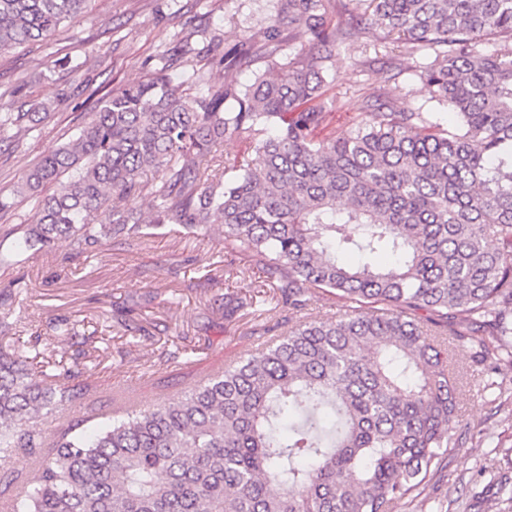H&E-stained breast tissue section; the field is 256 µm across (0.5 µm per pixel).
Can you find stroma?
<instances>
[{"label": "stroma", "instance_id": "obj_1", "mask_svg": "<svg viewBox=\"0 0 512 512\" xmlns=\"http://www.w3.org/2000/svg\"><path fill=\"white\" fill-rule=\"evenodd\" d=\"M276 10V0H92L48 40L0 55V85L19 88L13 106L38 102L51 113L38 131L0 147V196H12L28 168L88 122L72 97L80 82L90 78L110 88L138 83L186 20L228 47L261 35ZM335 54L325 76L326 119L318 138L348 134L380 92L452 125V114L418 77L433 53L407 54L368 30ZM65 56L72 69L57 67ZM219 238L214 228L190 234L167 224L138 245L109 242L71 260L61 242L47 253L28 251L14 268L0 271V292L13 284L23 290L22 302L0 299V313L15 323L0 334V349L63 362L93 386L90 397L52 410L48 431L71 419L107 422L118 389L137 390L142 408L180 396L193 385L191 373L264 345L267 321L287 329L288 314L275 310L272 288L252 262L227 260ZM240 289L255 294L257 303L225 319L224 295ZM492 378L495 389L484 392L476 373L465 375L457 407L467 430L442 472L395 512H494L474 497L494 475H512V364L501 365Z\"/></svg>", "mask_w": 512, "mask_h": 512}]
</instances>
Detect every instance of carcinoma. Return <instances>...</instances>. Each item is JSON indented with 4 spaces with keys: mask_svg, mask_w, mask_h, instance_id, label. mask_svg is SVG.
<instances>
[{
    "mask_svg": "<svg viewBox=\"0 0 512 512\" xmlns=\"http://www.w3.org/2000/svg\"><path fill=\"white\" fill-rule=\"evenodd\" d=\"M87 2L0 0V54L48 39ZM330 2L277 0L260 37L225 53L209 40L212 63L255 68L242 88L194 72L190 94L171 80L193 30L137 84L83 81L90 120L0 197V220L35 200L0 267L62 240L80 256L159 224L216 226L224 255L251 258L289 311L333 293L346 303L339 318L298 320L94 434L87 418L44 428L88 383L0 351V460L44 453L13 512H393L458 444L459 360L485 371L512 362V0H353L345 24ZM363 25L411 54L434 51L420 78L456 116L453 130L377 101L349 135L315 137L325 113L312 102L336 44ZM487 37L502 47L483 53ZM303 38L307 52L281 53ZM46 118L35 103L0 112V142ZM240 138L252 154L200 186L207 156ZM142 197L151 211L132 205ZM107 204L110 222H95ZM350 251L360 264L344 261ZM251 304L226 293L224 317Z\"/></svg>",
    "mask_w": 512,
    "mask_h": 512,
    "instance_id": "cac0c4a2",
    "label": "carcinoma"
}]
</instances>
